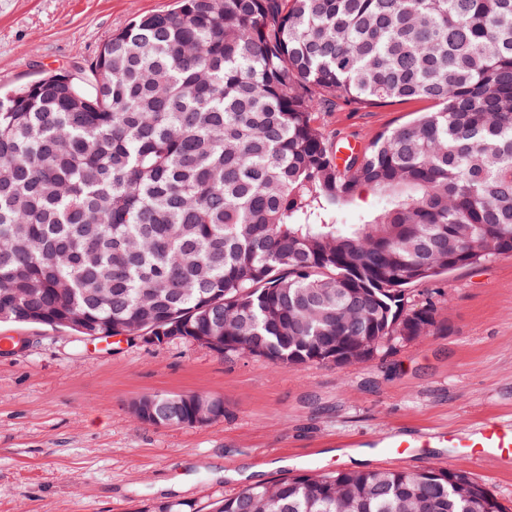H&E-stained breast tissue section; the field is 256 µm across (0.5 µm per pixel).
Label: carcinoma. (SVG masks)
I'll return each instance as SVG.
<instances>
[{"mask_svg":"<svg viewBox=\"0 0 512 512\" xmlns=\"http://www.w3.org/2000/svg\"><path fill=\"white\" fill-rule=\"evenodd\" d=\"M415 99L429 111L342 158L318 122ZM365 191L378 206L346 223ZM509 257L512 0H178L0 88V323L368 362L434 326L414 287ZM150 399L163 427L213 401ZM209 510L509 512L438 466L300 473Z\"/></svg>","mask_w":512,"mask_h":512,"instance_id":"obj_1","label":"carcinoma"}]
</instances>
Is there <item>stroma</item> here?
<instances>
[{
	"label": "stroma",
	"mask_w": 512,
	"mask_h": 512,
	"mask_svg": "<svg viewBox=\"0 0 512 512\" xmlns=\"http://www.w3.org/2000/svg\"><path fill=\"white\" fill-rule=\"evenodd\" d=\"M176 0H0V84L84 63L137 14ZM394 102L324 112L326 136L366 145L425 110ZM435 308L430 335L368 363L277 367L177 342L86 341L72 332L1 325L25 336L0 356V512H138L179 499L203 507L286 472L350 469L338 441L361 439L364 468L465 470L512 508V461L469 462L451 448L402 460L371 443L385 433L471 429L512 420V258L456 270L417 287ZM223 399L224 417L197 427H157L133 416L147 394Z\"/></svg>",
	"instance_id": "1"
}]
</instances>
